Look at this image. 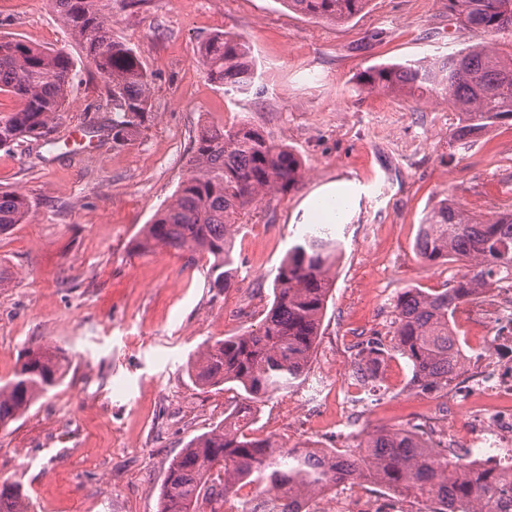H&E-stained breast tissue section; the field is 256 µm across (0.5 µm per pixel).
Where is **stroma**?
Returning <instances> with one entry per match:
<instances>
[{"instance_id":"obj_1","label":"stroma","mask_w":512,"mask_h":512,"mask_svg":"<svg viewBox=\"0 0 512 512\" xmlns=\"http://www.w3.org/2000/svg\"><path fill=\"white\" fill-rule=\"evenodd\" d=\"M112 29L135 47L151 79L154 119L134 142L112 141L107 89L91 66L52 134L0 150V191L32 203L0 234V379L27 348L62 349V382L0 431V480L18 484L32 512H158L171 460L240 403L233 389L202 388L188 369L206 341L258 329L277 269L311 221L308 203L334 182L348 206L330 225L343 251L310 359L305 397L284 422L282 397L258 406L255 435L286 447L336 445L335 367L349 369L345 336L386 335L408 287L442 288L453 264L427 265L415 237L425 209L450 197L488 218L512 210V124L462 145L447 103L370 93L367 68L512 37L464 28L448 0H370L334 24L280 0H112ZM222 31L250 45L259 91L225 92L208 80L197 47ZM0 37L44 48L73 42L49 0H0ZM251 123L301 160L303 178L263 197L235 237L234 284L211 288L204 255L135 251L143 226L168 204L203 127ZM389 396L358 408L359 426L413 421L423 394L406 392L404 359Z\"/></svg>"}]
</instances>
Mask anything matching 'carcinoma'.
I'll return each instance as SVG.
<instances>
[{"instance_id":"cac0c4a2","label":"carcinoma","mask_w":512,"mask_h":512,"mask_svg":"<svg viewBox=\"0 0 512 512\" xmlns=\"http://www.w3.org/2000/svg\"><path fill=\"white\" fill-rule=\"evenodd\" d=\"M314 19L345 23L370 0H281ZM76 42L80 58L23 40L0 38V93L17 102L0 114V149L26 139H46L78 77L77 64L92 66L112 102V142L128 144L153 118L150 80L138 52L112 32V13L102 0H49ZM460 23L489 34L512 36V0H449ZM206 76L228 91L248 95L256 66L246 40L216 34L199 47ZM368 92L444 101L458 114L451 139L462 144L503 121H512V51L477 43L443 57L367 69L358 79ZM302 178L300 159L249 123L229 130H200L188 172L172 201L144 225L133 248L162 246L213 257L210 284L221 291L234 281L232 240L242 219L265 196L285 194ZM31 210L20 191H0V233L25 222ZM416 249L428 264L459 263L452 288H404L394 303L392 337L368 336L350 353L348 382L363 391L387 394L377 372L399 354L411 369L409 389H445L454 376V340L448 314L493 276L512 269V210L482 219L446 198L418 225ZM342 244L324 231L306 233L289 250L273 282V302L262 326L205 344L191 365L201 386L233 383L248 404L224 414V424L190 441L173 459L160 487L158 512H220L254 494L277 492L282 512H301L303 493L352 483L383 485L415 499L430 497L437 512H473L477 501L493 502L501 488L492 467L473 472L462 457L448 456L404 428L365 433V452L314 456L286 448L274 437L250 434L254 404L287 392L301 380L320 335L334 279L329 276ZM69 360L50 345L25 351L12 377L0 382V431L63 380ZM0 512H29V502L12 482L0 481Z\"/></svg>"}]
</instances>
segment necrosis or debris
<instances>
[{
	"instance_id": "necrosis-or-debris-1",
	"label": "necrosis or debris",
	"mask_w": 512,
	"mask_h": 512,
	"mask_svg": "<svg viewBox=\"0 0 512 512\" xmlns=\"http://www.w3.org/2000/svg\"><path fill=\"white\" fill-rule=\"evenodd\" d=\"M448 324L456 375L426 403L422 428L441 445L464 449L469 468H496L503 487H512V277H498L459 303ZM383 503L355 484L309 497L307 512H380Z\"/></svg>"
}]
</instances>
